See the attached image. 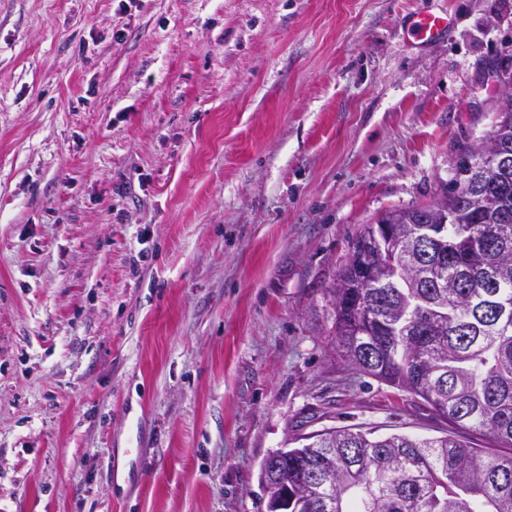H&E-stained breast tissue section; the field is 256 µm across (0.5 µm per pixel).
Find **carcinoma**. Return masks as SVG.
<instances>
[{"label":"carcinoma","instance_id":"cac0c4a2","mask_svg":"<svg viewBox=\"0 0 512 512\" xmlns=\"http://www.w3.org/2000/svg\"><path fill=\"white\" fill-rule=\"evenodd\" d=\"M486 142L512 155V108L500 113ZM452 178L431 205L388 210L379 224H397L401 239L388 257L372 246L366 224L353 252L387 268L388 281L362 287L363 271L345 264L330 288L336 350L361 372L422 398L461 430L486 433L512 449V162L492 164L465 148ZM449 219L454 255L421 252L433 220ZM383 326L364 323L357 309ZM303 456L288 458V484L310 478L314 465L331 480L298 512H512V453L474 448L458 435L416 439L374 437L331 428L307 436Z\"/></svg>","mask_w":512,"mask_h":512}]
</instances>
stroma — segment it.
<instances>
[{
	"label": "stroma",
	"mask_w": 512,
	"mask_h": 512,
	"mask_svg": "<svg viewBox=\"0 0 512 512\" xmlns=\"http://www.w3.org/2000/svg\"><path fill=\"white\" fill-rule=\"evenodd\" d=\"M509 65L512 0H0V512H266L299 437L450 431L328 290ZM446 11H419L408 15L403 27L408 36L421 43H433L442 38L452 25Z\"/></svg>",
	"instance_id": "1"
}]
</instances>
